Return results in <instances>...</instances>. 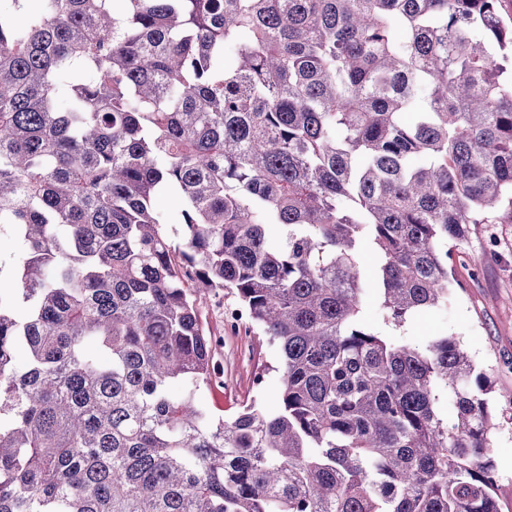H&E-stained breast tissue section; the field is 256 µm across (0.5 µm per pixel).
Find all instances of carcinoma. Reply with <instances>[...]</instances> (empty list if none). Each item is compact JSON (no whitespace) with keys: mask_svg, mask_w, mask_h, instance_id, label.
Wrapping results in <instances>:
<instances>
[{"mask_svg":"<svg viewBox=\"0 0 512 512\" xmlns=\"http://www.w3.org/2000/svg\"><path fill=\"white\" fill-rule=\"evenodd\" d=\"M500 4L0 9V512H499L491 381L364 309L443 306L448 243L512 216ZM224 290L280 386L216 420Z\"/></svg>","mask_w":512,"mask_h":512,"instance_id":"cac0c4a2","label":"carcinoma"}]
</instances>
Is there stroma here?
Wrapping results in <instances>:
<instances>
[{
  "label": "stroma",
  "mask_w": 512,
  "mask_h": 512,
  "mask_svg": "<svg viewBox=\"0 0 512 512\" xmlns=\"http://www.w3.org/2000/svg\"><path fill=\"white\" fill-rule=\"evenodd\" d=\"M455 287L445 307L425 312L397 329V338L418 342L429 336L459 338L479 370L490 378L499 426L491 440L502 512H512V418L502 414L503 392L512 391V223L476 224L468 238L454 244ZM231 293L209 296L199 305L212 335L223 337L217 357L224 367L223 384L201 389L198 400L214 417L233 418L241 405L270 401L279 376L269 373L264 389L253 386L263 365L276 364L278 352L256 329L235 335L224 331L225 306L235 305Z\"/></svg>",
  "instance_id": "1"
}]
</instances>
